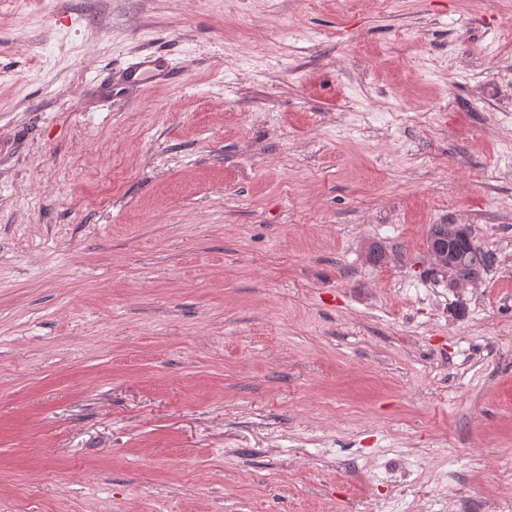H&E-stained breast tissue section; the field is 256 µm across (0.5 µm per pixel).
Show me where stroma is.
Here are the masks:
<instances>
[{
    "label": "stroma",
    "mask_w": 512,
    "mask_h": 512,
    "mask_svg": "<svg viewBox=\"0 0 512 512\" xmlns=\"http://www.w3.org/2000/svg\"><path fill=\"white\" fill-rule=\"evenodd\" d=\"M510 466L512 0H0V512H488ZM131 81L147 83L150 79L161 78L170 73L169 63L162 56L149 54L143 60L128 68ZM450 224H433L429 229L428 243L430 246L431 241L439 236H443L448 241V251L456 255L465 257V264L474 266L478 273L484 271L491 262V256L477 249L473 243L472 235L468 232L467 235L449 238Z\"/></svg>",
    "instance_id": "obj_1"
}]
</instances>
